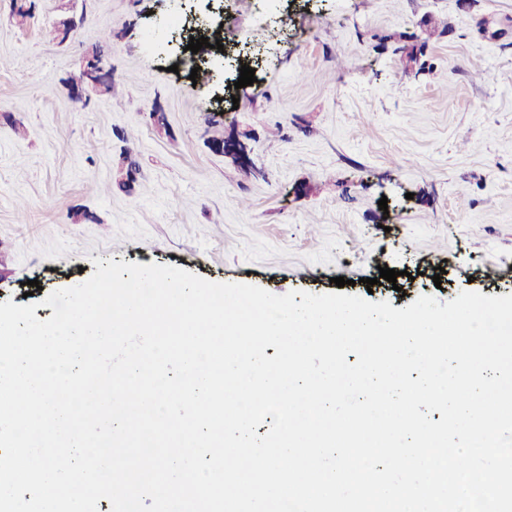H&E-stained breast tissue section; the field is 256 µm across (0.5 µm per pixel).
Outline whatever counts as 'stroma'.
I'll use <instances>...</instances> for the list:
<instances>
[{
  "label": "stroma",
  "mask_w": 512,
  "mask_h": 512,
  "mask_svg": "<svg viewBox=\"0 0 512 512\" xmlns=\"http://www.w3.org/2000/svg\"><path fill=\"white\" fill-rule=\"evenodd\" d=\"M15 5L0 0V302L23 304L38 280L48 319L46 294L97 258L396 309L512 294V0H176L160 29L158 0H32L21 28ZM72 13L76 32L50 40ZM430 18L448 25L426 34L433 72L405 76L381 39ZM189 28L223 37L211 79H190ZM106 31L112 95L73 102L60 80ZM244 62L256 80L232 110L224 80ZM231 132L264 177L213 152ZM126 155L130 195L113 187Z\"/></svg>",
  "instance_id": "obj_1"
}]
</instances>
